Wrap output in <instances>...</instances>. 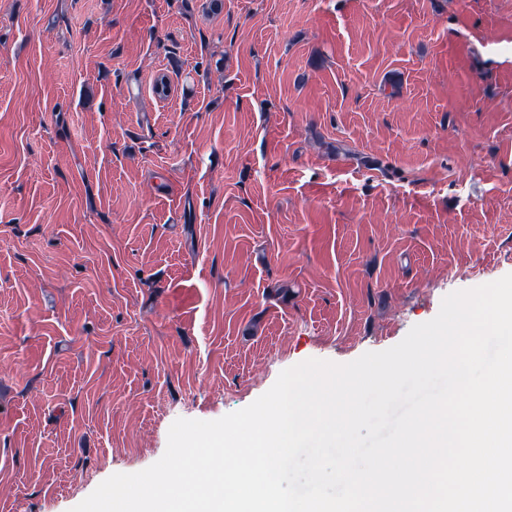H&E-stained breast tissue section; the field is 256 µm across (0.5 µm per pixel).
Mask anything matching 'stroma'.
Returning <instances> with one entry per match:
<instances>
[{
	"mask_svg": "<svg viewBox=\"0 0 512 512\" xmlns=\"http://www.w3.org/2000/svg\"><path fill=\"white\" fill-rule=\"evenodd\" d=\"M208 3L0 0V512L512 273V0Z\"/></svg>",
	"mask_w": 512,
	"mask_h": 512,
	"instance_id": "stroma-1",
	"label": "stroma"
}]
</instances>
